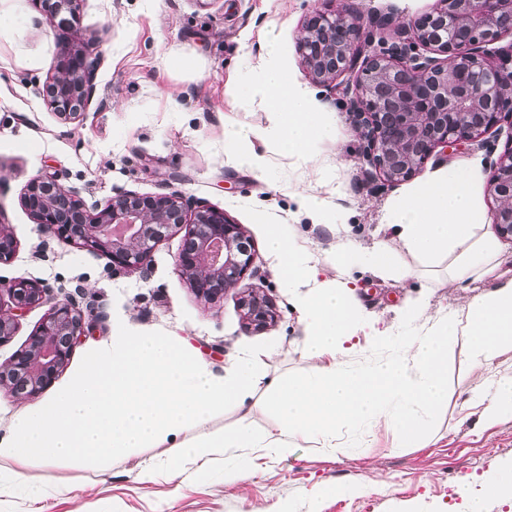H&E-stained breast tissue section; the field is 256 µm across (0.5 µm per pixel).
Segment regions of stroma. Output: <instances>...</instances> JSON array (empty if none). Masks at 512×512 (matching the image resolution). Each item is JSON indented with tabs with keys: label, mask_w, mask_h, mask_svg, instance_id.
<instances>
[{
	"label": "stroma",
	"mask_w": 512,
	"mask_h": 512,
	"mask_svg": "<svg viewBox=\"0 0 512 512\" xmlns=\"http://www.w3.org/2000/svg\"><path fill=\"white\" fill-rule=\"evenodd\" d=\"M361 19L393 14L407 22L429 12L435 0H345ZM322 0H81L76 24L60 38L53 19L31 0H20L7 31H0V225L18 242L13 258L0 264V281L27 279L74 290L84 286L102 305L98 321L73 347L70 360L41 393L17 397L0 389V436L21 411H32L52 397L84 367L93 343L110 336L116 325L181 341L214 373L227 374L239 356L254 357L267 381L303 375L311 362L301 356L305 334L298 311L281 288L265 247L267 223L287 231L312 254L321 276H336V246L348 242L371 247L388 200L446 167L476 161L482 177L512 141V122L502 121L478 142L455 152L436 150L412 179L390 183L371 167L364 141L352 125L348 103L355 76L346 73L328 85L313 82L298 49L310 15ZM278 42L280 60L290 75L310 86L314 105L336 128L334 141L317 153L328 159L331 176L311 162L285 154L271 156L266 174L224 161V120L263 125L259 105L238 111L235 93L254 78L267 37ZM86 47L101 57L96 94L83 118L65 123L47 109L35 89L47 77L63 45ZM191 58L186 73L179 59ZM58 175L75 187L86 203H106L123 192L155 195L172 191L224 210L241 224L254 248V273L214 301L198 298L178 270L184 235L163 238L153 249L147 272L113 269L100 252L44 234L21 204L27 182L37 175ZM314 188L338 200L346 223H314L298 210L295 194ZM265 219H258L257 211ZM501 264L477 282L451 286L444 266H428L403 254L405 275L382 278L357 273L355 288L364 321L411 336L433 317L463 306L473 296L512 280V240L500 239ZM259 287L272 299L276 322L262 331L244 328L238 292ZM429 307L414 321L403 313L417 297ZM50 302L23 312L12 337L0 344V365L23 349ZM512 375V352L494 370L470 366L462 354L448 362V402L435 416L427 438L400 445L386 424L345 427L341 442L363 448L346 458L312 439L295 438L292 455L278 458L264 449L251 453L255 477L229 481L224 456L216 454L207 480H197L195 466L183 463L179 477L144 484L137 478L141 458L113 463L102 471L65 465L26 467L46 489L32 501L23 489L0 493V512H270L285 502L292 512H464L456 484L512 463V415L481 428L468 399L493 376ZM366 482L359 495H326L331 486Z\"/></svg>",
	"instance_id": "obj_1"
}]
</instances>
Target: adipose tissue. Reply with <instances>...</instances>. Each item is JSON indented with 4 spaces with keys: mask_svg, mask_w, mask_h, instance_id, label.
Returning <instances> with one entry per match:
<instances>
[{
    "mask_svg": "<svg viewBox=\"0 0 512 512\" xmlns=\"http://www.w3.org/2000/svg\"><path fill=\"white\" fill-rule=\"evenodd\" d=\"M257 77L240 91L242 100L260 104L270 114L267 125L224 123L227 164L258 173L270 167L257 143L312 160L319 144L336 135L325 113L316 111L311 90L287 75L274 39H267ZM381 237L366 251L347 245L336 249L335 279L323 280L306 249L278 224L267 227V249L282 287L304 321L301 352L314 360L305 375L276 387L267 400L279 430L262 433L249 422L250 401L264 377L242 358L228 376L213 374L175 339L119 326L98 342L87 365L37 410L21 413L0 437V482L21 479V467L37 462L66 463L103 470L113 461L149 448H175L166 473L177 477L181 458L198 464L206 477L218 448H264L272 455L291 454V436L322 440L350 457L353 447L336 444L339 429L356 424L390 423L405 443L420 441L434 414L448 398V351L462 340L465 357L492 369L512 351V281L473 297L460 310L439 316L412 336L402 351L358 370L344 368L351 343L362 330L351 301L349 275L360 264L378 275L399 268L400 251L428 264L449 262L451 283L499 264L500 248L488 228L481 202L478 168H447L391 198L384 207ZM478 421L490 425L512 414V376L492 380L472 397ZM234 409L239 423L228 431L195 437L196 429L224 409ZM484 493L472 495L468 480L458 482L465 512H484L485 502L512 494V465L482 479Z\"/></svg>",
    "mask_w": 512,
    "mask_h": 512,
    "instance_id": "ef3b65f1",
    "label": "adipose tissue"
}]
</instances>
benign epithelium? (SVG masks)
<instances>
[{"mask_svg":"<svg viewBox=\"0 0 512 512\" xmlns=\"http://www.w3.org/2000/svg\"><path fill=\"white\" fill-rule=\"evenodd\" d=\"M80 0H38L62 31L72 28ZM378 30L391 29L396 41L377 48L361 40L360 19L348 8L312 15L299 50L313 81L330 84L346 72H357L356 91L348 111L366 142L371 166L390 182L412 178L437 148L455 150L512 118V44L488 54L486 46L512 36V0H436L429 13L400 23L385 14L372 19ZM411 40L426 54L406 52ZM101 63L85 49L65 46L36 89L47 109L60 120L80 119L96 93ZM489 192L495 206L492 223L502 238L512 239V145L493 166ZM22 203L33 222L49 235L76 247L106 254L112 269L145 272L154 245L184 231L178 267L190 288L205 300L236 287L251 272L254 250L242 225L224 211L179 192L141 196L123 193L105 205H87L79 191L55 176L29 181ZM14 237L0 228V264L16 252ZM11 312L0 308V344L10 339L12 312L39 304L52 288L40 282L12 281L5 287ZM60 297L6 366H0V388L33 396L49 386L66 367L74 344L89 330L87 319L103 317L95 300L58 289ZM243 324L254 330L277 317L261 288L237 301Z\"/></svg>","mask_w":512,"mask_h":512,"instance_id":"1","label":"benign epithelium"}]
</instances>
